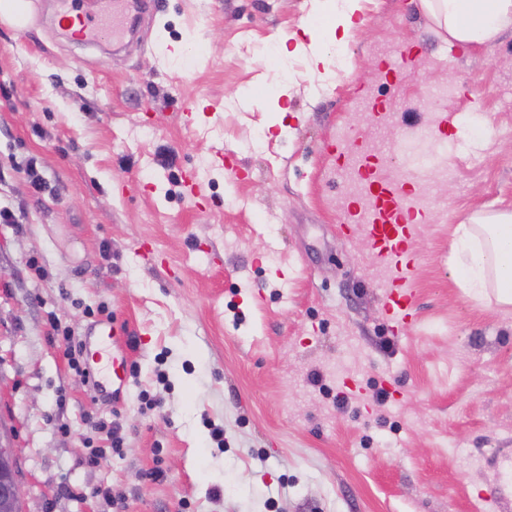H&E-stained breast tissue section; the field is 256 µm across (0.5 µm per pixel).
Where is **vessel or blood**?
Wrapping results in <instances>:
<instances>
[{
    "instance_id": "b4317fda",
    "label": "vessel or blood",
    "mask_w": 512,
    "mask_h": 512,
    "mask_svg": "<svg viewBox=\"0 0 512 512\" xmlns=\"http://www.w3.org/2000/svg\"><path fill=\"white\" fill-rule=\"evenodd\" d=\"M108 3L106 10L92 12L82 7L81 0H57L56 16L61 26L72 30L80 43L90 45L107 38L121 46L154 15L152 0H108ZM416 56V49L408 47L399 57L383 60L381 70L385 80L400 81ZM358 175L362 195L350 201L347 221L361 226L372 243L375 260L388 270L385 307L390 318L401 323L410 317L413 307L410 284L415 265L407 256L408 241L415 231L412 195L406 183L388 178L371 157L363 158ZM94 361L95 376L124 380V357L113 351H98Z\"/></svg>"
}]
</instances>
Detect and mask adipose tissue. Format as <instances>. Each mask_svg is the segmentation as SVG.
<instances>
[{"instance_id":"1","label":"adipose tissue","mask_w":512,"mask_h":512,"mask_svg":"<svg viewBox=\"0 0 512 512\" xmlns=\"http://www.w3.org/2000/svg\"><path fill=\"white\" fill-rule=\"evenodd\" d=\"M331 25L323 34L304 26L308 39L298 49L310 52L313 64H326L324 41L345 45L356 27L360 0H325ZM420 8L449 42L463 47L490 44L512 28V0H419ZM454 264L462 273V286L472 296H494L512 306V212L471 213L454 230Z\"/></svg>"}]
</instances>
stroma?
I'll use <instances>...</instances> for the list:
<instances>
[{
  "mask_svg": "<svg viewBox=\"0 0 512 512\" xmlns=\"http://www.w3.org/2000/svg\"><path fill=\"white\" fill-rule=\"evenodd\" d=\"M154 5L119 54L0 22V411L37 512H512V306L449 267L466 215L512 212V30L451 59L417 0H361L317 72L294 46L318 0ZM408 44L419 65L381 81ZM343 131L426 194L411 323L343 226ZM106 311L130 341L117 400L62 337Z\"/></svg>",
  "mask_w": 512,
  "mask_h": 512,
  "instance_id": "stroma-1",
  "label": "stroma"
}]
</instances>
